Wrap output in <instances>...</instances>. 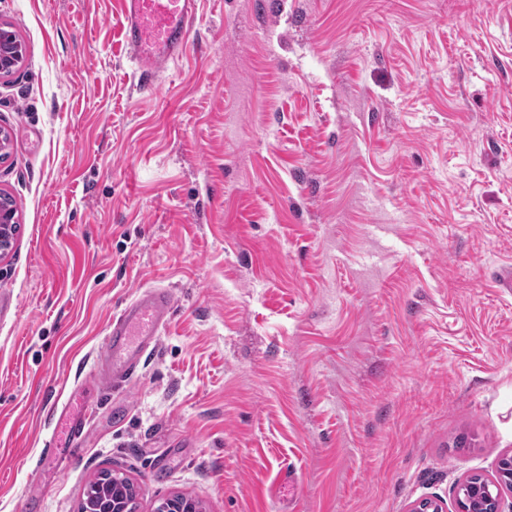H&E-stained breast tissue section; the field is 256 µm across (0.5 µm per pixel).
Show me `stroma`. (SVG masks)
<instances>
[{"mask_svg": "<svg viewBox=\"0 0 512 512\" xmlns=\"http://www.w3.org/2000/svg\"><path fill=\"white\" fill-rule=\"evenodd\" d=\"M0 512L456 510L512 451V0H197L136 89L121 0H0ZM174 294L122 387L108 321ZM88 433L46 461L72 393ZM23 43L10 27L0 24V78L8 76L23 63ZM18 224L17 210L13 200L0 192V256L10 247ZM109 478L112 477V481L109 484H114L112 490V502L109 500L102 501L99 507V511L105 512H135L134 501L136 498V488L134 484L127 478L121 475L119 472L105 473ZM115 483H123L129 488V492L122 491Z\"/></svg>", "mask_w": 512, "mask_h": 512, "instance_id": "stroma-1", "label": "stroma"}]
</instances>
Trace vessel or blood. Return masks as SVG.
I'll use <instances>...</instances> for the list:
<instances>
[{
    "mask_svg": "<svg viewBox=\"0 0 512 512\" xmlns=\"http://www.w3.org/2000/svg\"><path fill=\"white\" fill-rule=\"evenodd\" d=\"M196 0H123L122 40L135 67L139 88L157 84L188 45ZM174 307L170 289L153 287L128 302L109 323L104 350L90 372L99 383L120 386L138 371ZM88 416L83 398L71 396L62 405L48 442V458L58 467L68 459L57 452L60 441L76 442L86 435Z\"/></svg>",
    "mask_w": 512,
    "mask_h": 512,
    "instance_id": "1",
    "label": "vessel or blood"
}]
</instances>
